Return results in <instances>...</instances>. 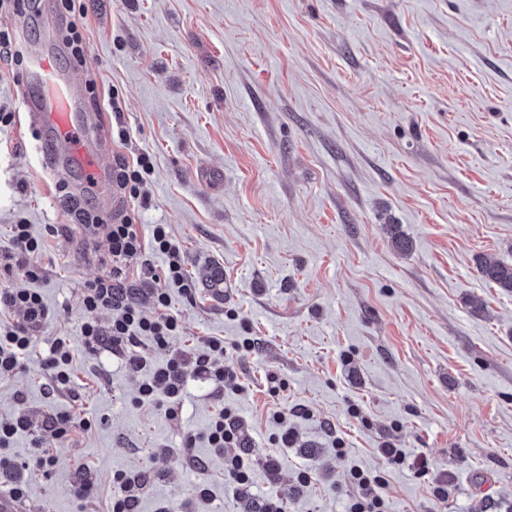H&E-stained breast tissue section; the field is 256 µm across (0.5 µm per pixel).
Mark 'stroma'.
Listing matches in <instances>:
<instances>
[{"label":"stroma","mask_w":512,"mask_h":512,"mask_svg":"<svg viewBox=\"0 0 512 512\" xmlns=\"http://www.w3.org/2000/svg\"><path fill=\"white\" fill-rule=\"evenodd\" d=\"M84 56L64 43L59 0L0 6V31L23 55L54 58L95 112L102 160L149 153L146 199L70 171L48 175L22 114L42 89L28 65L0 61V247L10 226L44 240L43 276L0 269V289L35 288L53 313L38 348L77 337L87 282L109 272L103 230L73 223L71 199L107 223L137 211L180 243L193 297L170 288L177 350L224 339L239 388L189 379L177 418L140 406L138 388L167 359L149 339L134 370L107 350L76 348L74 390L51 391L37 358L0 379V418L69 410L99 418L56 449L50 472L27 470L23 512H107L112 476L153 468L136 512H255L270 488L287 512H343L342 437L359 465L386 474L391 512H512V294L474 259L512 263V0H80ZM120 112H111L110 97ZM123 124L131 140H112ZM66 183L60 192L58 183ZM410 242L399 251L393 232ZM481 298L482 314L468 301ZM254 339L241 355L230 345ZM288 382L278 397L266 376ZM248 427L254 459L277 454L280 479L256 468L245 495L224 486L206 443L186 467L184 434L225 403ZM288 407L294 447L272 444L267 411ZM359 406L367 423L348 413ZM386 441L429 472L392 469ZM312 469L297 488L300 470ZM98 488L78 500L79 476ZM449 485L447 500L432 494ZM210 501L194 500L195 481Z\"/></svg>","instance_id":"1"}]
</instances>
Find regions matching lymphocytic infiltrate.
<instances>
[{"label":"lymphocytic infiltrate","mask_w":512,"mask_h":512,"mask_svg":"<svg viewBox=\"0 0 512 512\" xmlns=\"http://www.w3.org/2000/svg\"><path fill=\"white\" fill-rule=\"evenodd\" d=\"M154 170L150 154L140 153L135 158H118L113 177L130 200H139L140 188ZM112 269L109 274L87 283L82 294L85 310L91 320L80 327V343L88 351H98L111 345L113 351L124 354L130 366H143V358L136 348L140 337H148L157 349L168 352L166 364L152 377L141 383L137 404L153 405L166 400L168 416H176L186 383L196 377L217 386L233 385L238 375L224 364L225 346L222 339L209 338L204 351L189 356L171 350L170 343L178 336L181 321L169 309L168 285L178 286L184 293H191L192 284L187 279L182 263L181 246L172 237L167 225L138 224L135 215L129 214L121 223L106 227ZM152 247L163 258L161 266L146 265L143 271L144 294L151 309L143 311L132 300V290L127 283L128 264L139 256L144 247ZM43 249V242L32 236L28 225L19 223L11 227V246L0 250V266L18 269L30 280L39 279L41 267L30 259ZM108 311L112 320L108 327H101L95 313ZM51 318V312L42 295L31 288L0 289V378L15 375L25 367L28 355L35 346V333ZM74 349L69 339L58 337L50 343L40 366L46 371L52 386L60 392L71 391L73 385L72 362ZM243 423L234 405L228 404L210 421L207 438L212 447L224 453V485L234 492L248 488L254 461L243 452ZM33 420L24 411L0 419V446L9 444L13 436L27 434L35 447V463L50 471L58 463L52 449L42 447L34 438ZM333 451L337 460L346 462L351 493L345 512H389L385 494L384 472L373 471L352 462L343 438H336Z\"/></svg>","instance_id":"1"}]
</instances>
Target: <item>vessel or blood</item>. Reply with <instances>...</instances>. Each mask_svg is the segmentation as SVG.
I'll list each match as a JSON object with an SVG mask.
<instances>
[{
	"instance_id": "vessel-or-blood-1",
	"label": "vessel or blood",
	"mask_w": 512,
	"mask_h": 512,
	"mask_svg": "<svg viewBox=\"0 0 512 512\" xmlns=\"http://www.w3.org/2000/svg\"><path fill=\"white\" fill-rule=\"evenodd\" d=\"M31 79L46 84L51 92L36 105L35 120L44 131L39 149L59 155L71 167H79L89 175L105 177L107 171L95 161L96 152L84 145L83 133L97 120L96 114L77 111L70 87L65 84L51 58L35 60L29 68Z\"/></svg>"
}]
</instances>
